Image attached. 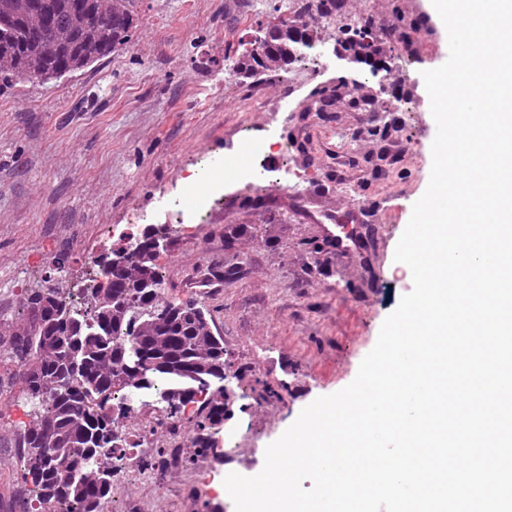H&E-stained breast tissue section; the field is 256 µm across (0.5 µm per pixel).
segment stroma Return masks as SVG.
Listing matches in <instances>:
<instances>
[{"label": "stroma", "instance_id": "35a3bbf8", "mask_svg": "<svg viewBox=\"0 0 512 512\" xmlns=\"http://www.w3.org/2000/svg\"><path fill=\"white\" fill-rule=\"evenodd\" d=\"M269 13L266 0H138L133 37L118 51L57 80L0 87V333L16 327L20 301L46 275L83 287L120 233L169 224L155 260L164 296L208 310L235 374L230 420L205 430L194 406L173 415L154 402L128 416V436L148 444L129 452L131 475L107 512H235L225 477L258 474L303 408L354 380L413 287L394 254L431 173L436 125L421 72L381 85L367 66L336 59L326 29L318 75L307 61L250 78L226 68L225 51ZM340 17L398 30L423 70L448 59L426 0H343ZM322 89L331 95L319 112ZM249 137L268 145L253 183L225 186L201 219L180 220L186 173L235 157ZM268 169L281 172L279 185L266 187ZM342 213L369 240L359 253L331 244ZM234 262L235 278L198 287ZM23 388L1 361L0 512L27 494L16 456L30 419L16 409ZM200 435L206 448L194 443ZM173 446L183 461L167 471Z\"/></svg>", "mask_w": 512, "mask_h": 512}]
</instances>
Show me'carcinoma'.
<instances>
[{
    "instance_id": "obj_1",
    "label": "carcinoma",
    "mask_w": 512,
    "mask_h": 512,
    "mask_svg": "<svg viewBox=\"0 0 512 512\" xmlns=\"http://www.w3.org/2000/svg\"><path fill=\"white\" fill-rule=\"evenodd\" d=\"M57 3L48 26L34 30L33 18L20 12L15 33L0 41V82L21 78L27 68L42 69L46 79L75 72L112 53L108 40L126 45L132 36L137 0H112V23L97 24ZM307 44L300 47L294 22L280 18L275 53L263 60L242 52L224 56L236 73L251 77L284 70L321 42L320 31L302 24ZM73 34L70 46L48 50L54 31ZM338 31L344 49L363 63L379 53L378 39L364 44L349 38L351 25ZM163 227L149 225L126 254L112 261V281L78 293L47 287L30 290L17 315L29 326L20 334L0 335V354L20 371L32 419L22 429L17 448L32 497L20 512H105L112 481L122 470L127 447L122 421L133 400L153 395L176 405L200 404V428L224 416V340L216 335L208 311L195 302L172 305L169 318L156 323L148 309L161 298L163 275L150 252ZM210 386L198 388L200 379Z\"/></svg>"
}]
</instances>
